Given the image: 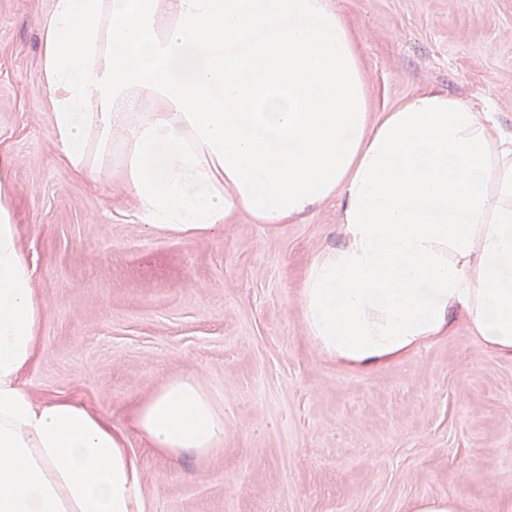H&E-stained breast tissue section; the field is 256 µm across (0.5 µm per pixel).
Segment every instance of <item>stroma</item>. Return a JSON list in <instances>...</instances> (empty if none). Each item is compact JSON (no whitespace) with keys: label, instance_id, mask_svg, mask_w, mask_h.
Instances as JSON below:
<instances>
[{"label":"stroma","instance_id":"1","mask_svg":"<svg viewBox=\"0 0 512 512\" xmlns=\"http://www.w3.org/2000/svg\"><path fill=\"white\" fill-rule=\"evenodd\" d=\"M353 24L373 114L436 89L493 101L512 131V0H331ZM49 0H0L1 176L43 310L26 382L126 430L143 512H406L512 503V355L467 322L352 370L301 319L310 258L340 244L339 200L288 224L237 216L221 237L146 228L121 181L76 177L40 86ZM189 377L224 413V446L159 455L133 408ZM463 504L460 499H448L443 497H423L413 500L407 508V512H463Z\"/></svg>","mask_w":512,"mask_h":512}]
</instances>
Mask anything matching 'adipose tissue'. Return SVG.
I'll use <instances>...</instances> for the list:
<instances>
[{
    "label": "adipose tissue",
    "instance_id": "obj_1",
    "mask_svg": "<svg viewBox=\"0 0 512 512\" xmlns=\"http://www.w3.org/2000/svg\"><path fill=\"white\" fill-rule=\"evenodd\" d=\"M75 173L94 182L120 175L143 224L178 234L217 236L246 211L183 114L139 86L117 97L110 125L94 114ZM330 195L342 201V243L311 258L300 289L319 354L369 369L445 335L458 314L487 347L512 353V133L492 105L427 89L366 118ZM41 317L0 184V512H143L140 466L123 433L27 387ZM130 423L164 454L224 445L223 413L190 378L138 404Z\"/></svg>",
    "mask_w": 512,
    "mask_h": 512
}]
</instances>
